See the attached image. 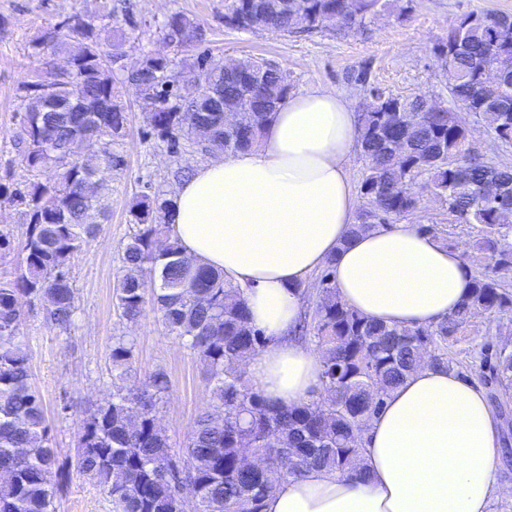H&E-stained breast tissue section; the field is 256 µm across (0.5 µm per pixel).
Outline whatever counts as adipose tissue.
<instances>
[{
  "label": "adipose tissue",
  "mask_w": 512,
  "mask_h": 512,
  "mask_svg": "<svg viewBox=\"0 0 512 512\" xmlns=\"http://www.w3.org/2000/svg\"><path fill=\"white\" fill-rule=\"evenodd\" d=\"M352 102L325 87L292 90L261 144L218 157L178 183L168 222L185 253L244 288L269 344L249 359L270 401L293 405L319 385V352L288 338L296 291L330 267L340 298L397 327L450 316L472 281L460 249L398 223L357 235L348 173L359 147ZM366 479L312 470L277 483L262 512H490L512 493L499 479L500 422L484 391L455 371L422 366L386 399L364 435Z\"/></svg>",
  "instance_id": "ef3b65f1"
}]
</instances>
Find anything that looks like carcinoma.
<instances>
[{
    "mask_svg": "<svg viewBox=\"0 0 512 512\" xmlns=\"http://www.w3.org/2000/svg\"><path fill=\"white\" fill-rule=\"evenodd\" d=\"M380 0H224V26L283 35L346 33L377 12ZM114 13L75 15L36 43L62 52L67 74L47 73L23 85L24 112L16 139L19 162L33 176L22 188L0 182V202L24 207L27 224L22 261L0 281V512H53L64 466L48 434L43 398L31 383L23 341V304L51 326L66 327L77 312L71 259L95 236L93 218L106 212L99 195L112 166V141L122 135L127 112L112 77L118 42L102 39ZM512 16L471 11L439 40L448 94L454 108L426 95L379 89L359 114L364 161L359 193L366 207L354 234L418 208L421 193L442 198L456 224L489 228L480 241L484 267L472 274L469 297L444 320L391 327L367 320L338 296L330 268L316 284L315 316L300 326L320 351L323 394L292 406L270 403L242 364L267 337L256 329L240 289L224 274L182 262L180 243L166 222L168 200L143 194L129 205L133 232L120 255L116 298L121 317L134 325L151 310L167 335L201 362L210 402L172 448L158 417L169 380L156 371L132 381L134 340L112 342V400L90 407L69 468L101 489L115 512H259L275 483L311 468L363 475L362 430L392 389L434 356L431 366L453 369L448 338L474 315L512 311V291L499 271L512 267V167L490 165L471 145L472 131L458 113L473 114L498 139L512 142ZM180 51L203 40L197 20L182 12L162 27ZM176 57L147 55L126 81L141 96L157 138L191 151L232 156L258 144L276 108L294 89L276 63L240 59L242 75L230 77L203 54L184 83ZM57 84L54 100L42 86ZM250 112L244 128L219 126L204 145L198 124L218 114ZM82 143L93 154L73 158ZM54 179L39 180L44 172ZM496 380L502 405L512 397V351L499 350Z\"/></svg>",
    "mask_w": 512,
    "mask_h": 512,
    "instance_id": "cac0c4a2",
    "label": "carcinoma"
}]
</instances>
